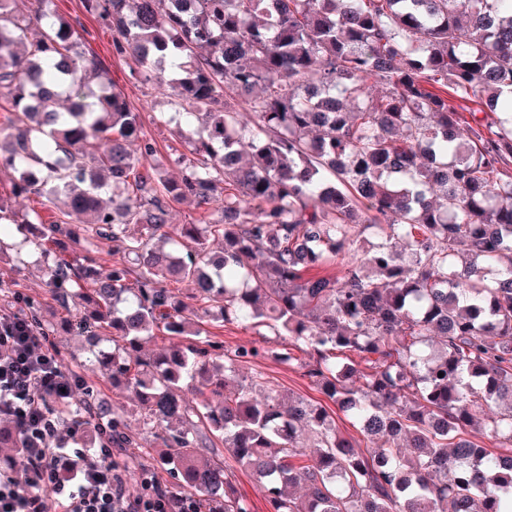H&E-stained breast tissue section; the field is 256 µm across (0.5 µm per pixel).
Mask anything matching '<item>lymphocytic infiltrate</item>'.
<instances>
[{"instance_id": "lymphocytic-infiltrate-1", "label": "lymphocytic infiltrate", "mask_w": 512, "mask_h": 512, "mask_svg": "<svg viewBox=\"0 0 512 512\" xmlns=\"http://www.w3.org/2000/svg\"><path fill=\"white\" fill-rule=\"evenodd\" d=\"M72 389L71 374L41 334L0 310V416L24 429L27 459L21 473L0 478V512H197L195 500L161 492L154 476L131 494L111 448L96 456L67 448L40 399Z\"/></svg>"}]
</instances>
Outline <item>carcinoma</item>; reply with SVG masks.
I'll return each mask as SVG.
<instances>
[{"label": "carcinoma", "instance_id": "carcinoma-1", "mask_svg": "<svg viewBox=\"0 0 512 512\" xmlns=\"http://www.w3.org/2000/svg\"><path fill=\"white\" fill-rule=\"evenodd\" d=\"M81 2L199 127L186 173L163 177L54 0H0V169L16 200L67 199L48 224L1 199L0 227L19 263L40 254L71 335L113 331L71 374L107 371L143 430L79 395L45 397L57 422L155 439L167 489L206 512H250L225 451L272 512H512V0ZM187 200L216 218L171 225ZM228 321L288 338L282 364L312 358L364 444L240 376L259 351L221 349L206 325ZM161 329L174 341L142 356ZM23 439L0 417V470L21 471Z\"/></svg>", "mask_w": 512, "mask_h": 512}]
</instances>
